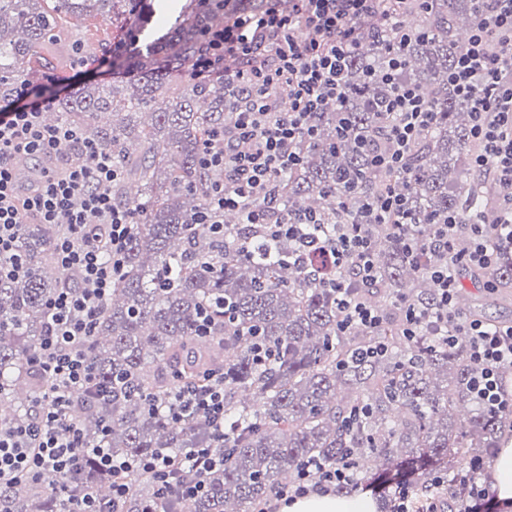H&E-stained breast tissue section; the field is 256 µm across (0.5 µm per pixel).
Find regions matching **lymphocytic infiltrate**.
<instances>
[{"mask_svg":"<svg viewBox=\"0 0 512 512\" xmlns=\"http://www.w3.org/2000/svg\"><path fill=\"white\" fill-rule=\"evenodd\" d=\"M284 11L278 0H267L265 9L235 17L224 26L207 30L206 55L196 59L191 81L207 80L223 72L225 83L240 94L242 104L231 128L215 132L201 150L206 166L224 171L222 183L208 193L201 221L219 236L224 224L219 216L252 202L247 221L262 226L274 239L297 241L303 252L316 242L306 230L317 224L305 215L292 224L267 221V203L281 178L301 160L297 144L315 136L309 118L329 100L342 99L348 89V67L359 45L360 24L376 14L379 0H293ZM479 16L468 44L448 72L449 85L461 95L476 94L472 135L481 144L474 168L493 174L501 189V224L494 235L484 225L461 224L456 216L436 225L430 248L441 260L429 270L436 297L429 308L403 303L402 334L407 340L421 336L456 345L466 337L474 367L470 390L486 412L512 417V388L501 371L512 366V323L492 325L459 316L455 311L458 275L472 266L495 265L499 248L512 245V0H479ZM403 26L400 15L382 17L373 38L388 56L386 77L396 90L385 106L390 120L387 134L370 153L374 169L393 172L408 157L422 129L432 121L424 97L400 75L404 59L395 43ZM60 79L46 75L39 82L23 81L18 104L0 108V276L24 273L16 261L19 231L27 216L42 224H64L68 234L56 245V260L63 270L78 271L83 286L68 288L52 299L48 330L40 343L39 367L50 377L53 389L38 398L17 424L0 425V489L15 480H41L46 472L63 476L58 490L78 497L74 512H101L94 498L75 494L68 483L78 472L84 455L94 454L108 470H139L155 484L157 503L198 495L204 488L202 474L224 463V375L212 373L206 385L184 384L169 407L172 417L196 415L212 428V445L190 449L184 462L159 453L147 458L113 457L108 449H89L68 417L74 393L88 390L93 378L86 363L85 344L94 318L106 301L123 268L124 253L136 219L132 212L112 203L113 182L122 176L111 152L83 131L66 123L44 125L41 114L53 109ZM290 88L289 104L280 92ZM43 160L29 183H22L14 164L17 155ZM403 202L394 192L383 191L367 200L354 224L343 225L329 250L350 270L349 282L337 284L343 326L368 328L381 323L379 311L350 295L351 286L377 283L379 269L371 228L389 225ZM469 235L466 252L455 249L459 235ZM351 466L328 468L306 464L294 483L276 491L258 512H277L285 498L311 491L326 492L349 482ZM484 461L469 465L460 480L463 512H503L484 481Z\"/></svg>","mask_w":512,"mask_h":512,"instance_id":"lymphocytic-infiltrate-1","label":"lymphocytic infiltrate"}]
</instances>
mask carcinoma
I'll use <instances>...</instances> for the list:
<instances>
[{
	"label": "carcinoma",
	"instance_id": "cac0c4a2",
	"mask_svg": "<svg viewBox=\"0 0 512 512\" xmlns=\"http://www.w3.org/2000/svg\"><path fill=\"white\" fill-rule=\"evenodd\" d=\"M0 0V100L15 96L26 79L83 58V34L100 35L122 20L116 43L137 45L116 59L114 71L134 70L133 80L91 82L59 99L55 120L83 129L107 147L123 171L112 184V201L136 215L124 268L98 312L86 344L94 378L91 393H76L70 420L91 446L122 458L162 451L179 460L189 448L211 443L202 419H174L168 407L182 383L204 384L224 372V466L203 478L204 489L187 499L186 512H255L309 461L353 466L355 491L363 462L376 458L387 469L413 470L411 487L420 504L437 501L453 512L459 500L431 488L424 470L444 465L448 483L462 462L497 448L503 418L477 407L467 418L459 408L474 403V369L466 343L454 348L399 336V299L427 306L435 287L426 269L437 262L428 248L410 256L387 229L374 231L380 280L357 295L388 301L374 331L342 329L336 291L328 284L350 278L323 251L296 260L295 242L271 239L264 229L224 222L211 237L197 221L208 189L224 171L200 160L203 143L224 127L237 103L224 94V71L203 85L182 73L206 52L202 31L262 10L266 0ZM418 30L401 44L403 80L417 87L435 118L418 137L398 173L369 167L363 145L380 137L382 104L393 93L383 79L384 56L364 39L349 70L351 90L329 101L310 123L317 137L299 145L301 161L276 189L270 221L282 224L302 213L319 217V236L333 240L339 225L354 222L365 197L388 186L401 194V224H442L448 213L462 223H496L495 195L471 168L477 150L471 131L473 100L448 87V70L466 48L464 23L478 17L476 0H429ZM356 188L347 207L342 189ZM65 228L24 224L18 252L27 272L0 277V399L22 395L13 423L49 392L50 381L34 360L45 334L50 300L80 286L78 273L57 268L54 248ZM171 281L161 286L162 276ZM475 276L493 281L497 302L512 296V250ZM378 339L383 356L358 358ZM263 341L269 357H256ZM115 480L129 487L127 512H139L153 496L152 479L140 472L115 475L90 455L80 462L77 485L100 497ZM56 478L14 484L0 499L3 512H65L70 504L51 488Z\"/></svg>",
	"mask_w": 512,
	"mask_h": 512
}]
</instances>
